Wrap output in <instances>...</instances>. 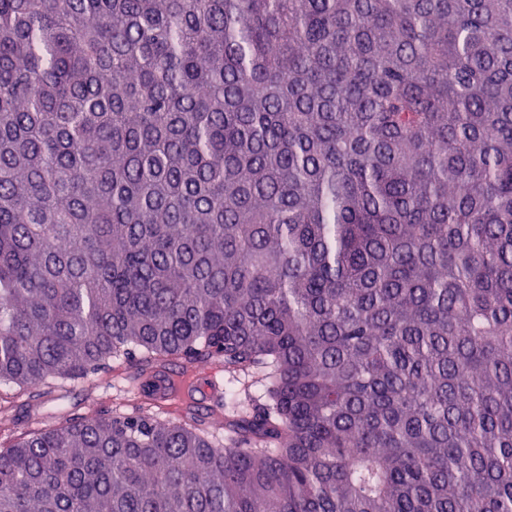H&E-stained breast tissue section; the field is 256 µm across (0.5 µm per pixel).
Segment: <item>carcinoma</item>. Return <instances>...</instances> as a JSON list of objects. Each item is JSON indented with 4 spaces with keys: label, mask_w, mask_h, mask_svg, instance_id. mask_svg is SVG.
Returning a JSON list of instances; mask_svg holds the SVG:
<instances>
[{
    "label": "carcinoma",
    "mask_w": 512,
    "mask_h": 512,
    "mask_svg": "<svg viewBox=\"0 0 512 512\" xmlns=\"http://www.w3.org/2000/svg\"><path fill=\"white\" fill-rule=\"evenodd\" d=\"M122 359L251 382L0 512H512V0H0V387Z\"/></svg>",
    "instance_id": "cac0c4a2"
}]
</instances>
